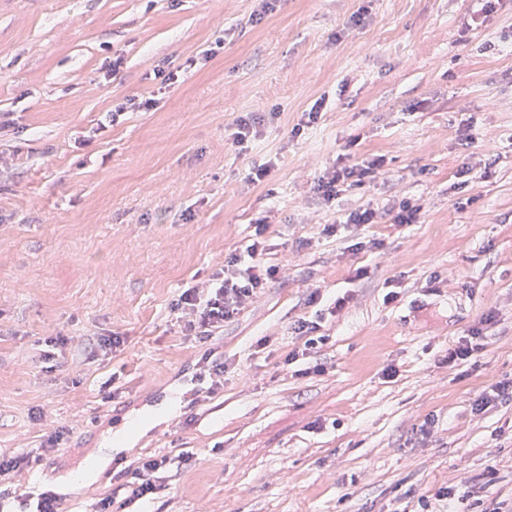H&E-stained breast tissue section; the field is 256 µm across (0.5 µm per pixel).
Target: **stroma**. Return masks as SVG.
<instances>
[{"label": "stroma", "instance_id": "1", "mask_svg": "<svg viewBox=\"0 0 512 512\" xmlns=\"http://www.w3.org/2000/svg\"><path fill=\"white\" fill-rule=\"evenodd\" d=\"M261 7L0 0V451L30 457L0 481L5 512H28L32 490L54 491L64 512H94L109 491L114 512H415L423 496L443 512L435 493L462 477L485 482L488 510L512 507V400L472 411L512 379V0L488 14L482 0ZM321 97L318 122L292 136ZM129 98L155 105L112 120ZM274 110L247 150L233 146L238 116ZM346 153L385 164L326 203L314 183ZM269 158L270 177L246 183ZM402 199L417 223H342ZM260 219L263 260L285 277L222 335H183L172 300ZM316 288L352 299L312 360L285 366ZM475 327L487 347L445 364ZM56 334L70 343L44 360ZM101 336L123 343L73 365ZM209 349L227 365L213 395L196 377ZM61 427L66 446L47 447ZM146 455L168 458L160 487L125 503L114 464ZM512 399V381L498 382L490 386L488 392H485L474 404L472 411L475 415L480 416L486 413L491 407H495L497 403Z\"/></svg>", "mask_w": 512, "mask_h": 512}]
</instances>
